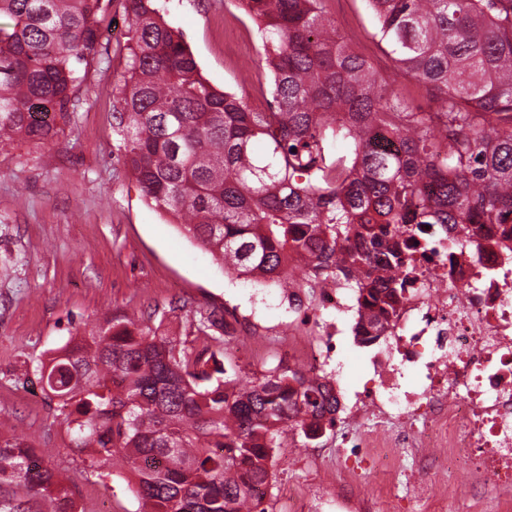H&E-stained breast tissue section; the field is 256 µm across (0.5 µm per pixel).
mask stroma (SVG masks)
<instances>
[{"label":"stroma","instance_id":"35a3bbf8","mask_svg":"<svg viewBox=\"0 0 512 512\" xmlns=\"http://www.w3.org/2000/svg\"><path fill=\"white\" fill-rule=\"evenodd\" d=\"M203 74L219 89L254 100L270 74L256 22L238 0H162ZM99 53L86 68L69 120L54 140L0 146V419L13 424L63 478L81 512H141L127 471L90 469L72 449L36 364L72 334L118 315L146 319L158 335L186 337L196 311L233 327L227 370L252 377L290 366L288 303L281 288L229 278L173 219L148 207L118 161L113 105L123 83L131 18L126 0H105ZM336 31L362 32L358 49L379 75L393 64L376 46L363 0H326ZM259 352H251L252 337ZM266 489L271 512H288L287 487L308 488L324 469L342 479L356 469L345 448H312L286 430Z\"/></svg>","mask_w":512,"mask_h":512}]
</instances>
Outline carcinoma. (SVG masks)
Masks as SVG:
<instances>
[{"mask_svg":"<svg viewBox=\"0 0 512 512\" xmlns=\"http://www.w3.org/2000/svg\"><path fill=\"white\" fill-rule=\"evenodd\" d=\"M160 0H126L131 44L114 105L118 151L146 203L227 275L288 285L299 261L388 313L418 246L412 224L512 214V0H364L394 70L437 107L404 105L336 35L323 0H239L258 22L269 112L214 87ZM103 0H0V145L54 138L97 55ZM395 150L372 148L375 130ZM177 341L115 317L35 372L78 454L121 466L148 512H253L288 427L311 443L336 395L276 367L246 385L219 357L224 318ZM326 420L309 427L308 418ZM0 512H78L64 482L0 422Z\"/></svg>","mask_w":512,"mask_h":512,"instance_id":"obj_1","label":"carcinoma"}]
</instances>
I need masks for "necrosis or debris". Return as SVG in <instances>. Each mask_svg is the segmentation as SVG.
Returning a JSON list of instances; mask_svg holds the SVG:
<instances>
[{
	"mask_svg": "<svg viewBox=\"0 0 512 512\" xmlns=\"http://www.w3.org/2000/svg\"><path fill=\"white\" fill-rule=\"evenodd\" d=\"M479 245L461 243L454 225L433 224L417 235L411 285L380 328L370 327L346 288L302 286L289 291L290 357L324 380L339 352L336 323L318 312H352L349 332L369 352L366 375L336 423L343 448L367 449L368 482L354 478L304 494L289 488L290 512H385L384 491L394 451L409 449L423 483L425 512L459 504L461 484L480 480L497 492L495 512H512V223L485 224ZM455 241L449 253L424 243Z\"/></svg>",
	"mask_w": 512,
	"mask_h": 512,
	"instance_id": "obj_1",
	"label": "necrosis or debris"
}]
</instances>
